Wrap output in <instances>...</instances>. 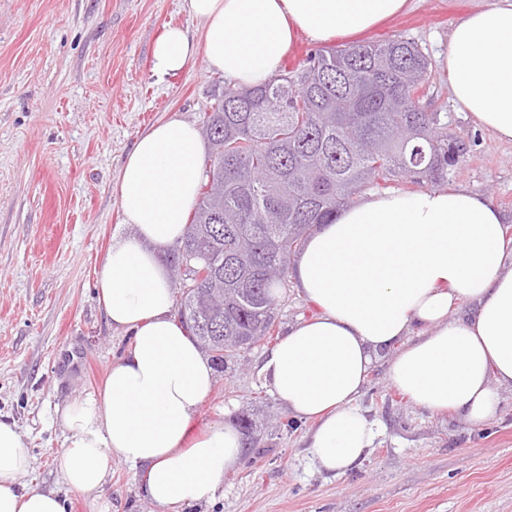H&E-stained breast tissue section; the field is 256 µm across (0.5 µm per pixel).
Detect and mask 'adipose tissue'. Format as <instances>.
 <instances>
[{
  "mask_svg": "<svg viewBox=\"0 0 512 512\" xmlns=\"http://www.w3.org/2000/svg\"><path fill=\"white\" fill-rule=\"evenodd\" d=\"M408 0H185L201 41L165 28L152 71L173 77L196 57L236 86L274 76L297 33L317 42L370 31ZM449 89L461 111L512 142V0H489L448 38ZM206 148L179 116L139 136L117 177L125 223L97 283L114 329L131 337L102 391L66 406L61 451L76 493L97 496L113 459L144 467L145 496L161 507L212 499L240 457L233 425L196 435L192 422L215 370L173 315L174 291L161 250L183 235L195 205ZM290 275L315 315L293 326L260 372L294 419L313 423L309 448L322 468L343 473L371 448L375 423L357 405L376 355L398 353L391 384L432 412L453 411L480 426L500 391L512 389V237L500 211L464 187L414 194L372 193L307 241ZM474 303L456 318V303ZM30 451L0 421V512H65L62 499L18 490Z\"/></svg>",
  "mask_w": 512,
  "mask_h": 512,
  "instance_id": "ef3b65f1",
  "label": "adipose tissue"
}]
</instances>
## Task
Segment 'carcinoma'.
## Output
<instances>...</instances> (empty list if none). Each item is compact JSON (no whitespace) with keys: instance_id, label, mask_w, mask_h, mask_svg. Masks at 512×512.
<instances>
[{"instance_id":"cac0c4a2","label":"carcinoma","mask_w":512,"mask_h":512,"mask_svg":"<svg viewBox=\"0 0 512 512\" xmlns=\"http://www.w3.org/2000/svg\"><path fill=\"white\" fill-rule=\"evenodd\" d=\"M432 63L404 38L341 46L203 114L210 146L196 208L167 251L175 315L220 367L272 336L291 259L353 196L405 181L438 188L464 155L428 110ZM188 253L201 258L182 267Z\"/></svg>"}]
</instances>
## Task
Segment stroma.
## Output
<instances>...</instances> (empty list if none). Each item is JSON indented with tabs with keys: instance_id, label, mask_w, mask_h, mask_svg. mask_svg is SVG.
Listing matches in <instances>:
<instances>
[{
	"instance_id": "35a3bbf8",
	"label": "stroma",
	"mask_w": 512,
	"mask_h": 512,
	"mask_svg": "<svg viewBox=\"0 0 512 512\" xmlns=\"http://www.w3.org/2000/svg\"><path fill=\"white\" fill-rule=\"evenodd\" d=\"M486 0H410L360 43L410 39L429 53V108L467 152L449 186L487 197L512 235V144L494 140L448 94V34ZM168 26L199 36L183 0H0V420L32 457L20 487L55 492L68 512H512V394L474 426L414 405L389 381L380 352L358 405L379 429L372 448L336 475L312 459V426L293 419L259 373L273 340L217 373L196 432L245 419L250 455L225 473L213 500L160 507L140 492L141 472L113 460L97 498L68 487L56 411L98 393L131 338L113 329L96 283L124 223L118 171L139 134L177 115L198 123L224 75L196 59L166 80L151 73L153 43Z\"/></svg>"
}]
</instances>
